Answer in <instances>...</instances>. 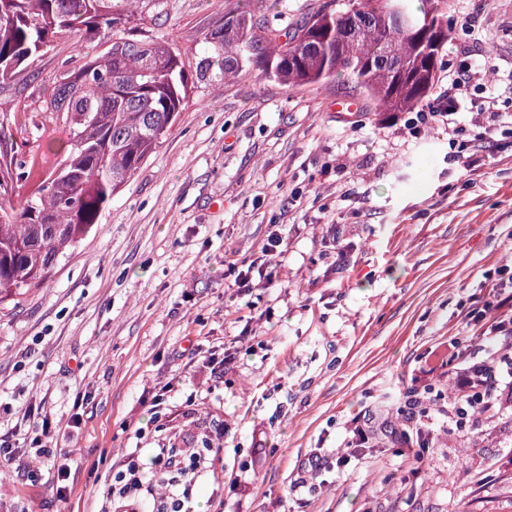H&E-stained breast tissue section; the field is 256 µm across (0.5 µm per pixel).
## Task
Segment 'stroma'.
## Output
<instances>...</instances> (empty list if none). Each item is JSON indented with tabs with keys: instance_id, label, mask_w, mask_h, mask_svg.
<instances>
[{
	"instance_id": "stroma-1",
	"label": "stroma",
	"mask_w": 512,
	"mask_h": 512,
	"mask_svg": "<svg viewBox=\"0 0 512 512\" xmlns=\"http://www.w3.org/2000/svg\"><path fill=\"white\" fill-rule=\"evenodd\" d=\"M223 17L224 0H160L149 26L192 57ZM448 25L446 70L493 58L491 138L470 112L451 132L422 125L443 78L409 112L377 110L337 77L291 90L250 69L193 89L100 224L45 284L0 305V433L16 450L0 512H96L127 452L148 467L155 449L208 441L224 459L199 477L192 512H512V404L444 423L415 474L383 432L336 461L353 417L398 427L411 388L447 393V369L428 372L424 355L454 336L474 345L467 314L512 265V0H450ZM72 57L60 44L0 84L18 159L52 163L46 141L66 144L67 128L12 105ZM345 99L360 112L336 111ZM465 143L484 157L470 172ZM275 229L285 257L244 292L224 259L257 257ZM35 408L74 453L67 498L31 446ZM315 453L325 463L312 471ZM256 455L253 483L232 493Z\"/></svg>"
}]
</instances>
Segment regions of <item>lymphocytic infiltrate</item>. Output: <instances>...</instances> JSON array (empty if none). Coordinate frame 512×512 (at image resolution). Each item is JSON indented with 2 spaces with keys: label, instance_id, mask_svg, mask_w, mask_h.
<instances>
[{
  "label": "lymphocytic infiltrate",
  "instance_id": "f902f5d3",
  "mask_svg": "<svg viewBox=\"0 0 512 512\" xmlns=\"http://www.w3.org/2000/svg\"><path fill=\"white\" fill-rule=\"evenodd\" d=\"M494 69L492 58L487 56L480 63H465L449 73L447 101L427 112V119L439 126H450L466 101L471 111L496 121V100L476 91ZM488 296L486 307L471 314L468 320L480 346L465 354V367L452 373L448 412L460 422L493 416L504 402H512V276L492 280ZM404 419L400 436L403 444L413 449L411 462L416 465L422 460L421 449L429 447L434 439V419L424 395H417ZM155 459L169 474L161 486L152 485L137 455L128 453L122 470L104 485L99 512H145L144 498L148 495L157 505L156 512H188L187 504L200 472V453L193 448L179 452L160 448Z\"/></svg>",
  "mask_w": 512,
  "mask_h": 512
}]
</instances>
